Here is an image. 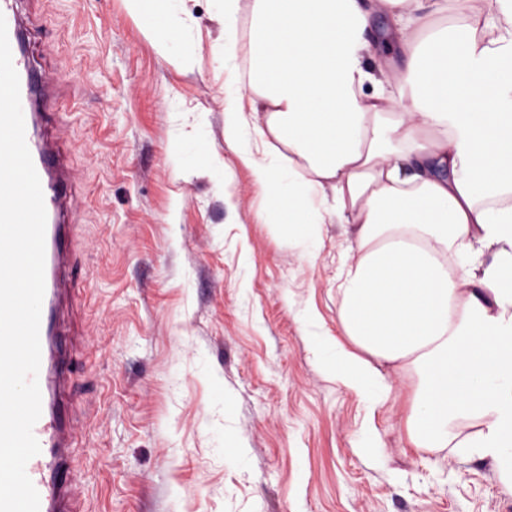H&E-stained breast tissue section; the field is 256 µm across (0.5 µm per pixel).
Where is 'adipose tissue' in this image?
<instances>
[{"label": "adipose tissue", "instance_id": "adipose-tissue-1", "mask_svg": "<svg viewBox=\"0 0 512 512\" xmlns=\"http://www.w3.org/2000/svg\"><path fill=\"white\" fill-rule=\"evenodd\" d=\"M412 2L210 0L224 27V139L251 171L260 222L301 260L316 263L327 225L354 227L342 336L313 306L288 301L321 370L364 409L354 447L385 466L375 424L392 394L383 368L411 370L412 446L447 447L450 426L473 423L461 447L490 459L511 492L512 0H463L465 19L450 27L413 15ZM125 3L161 57L192 66L199 20L190 0ZM379 8L392 12L407 58L393 91L364 63ZM477 25L486 39L474 36ZM167 109L173 172L201 171L227 187L207 121L185 137L181 99ZM192 365L217 394L216 455L248 468L222 378L204 350Z\"/></svg>", "mask_w": 512, "mask_h": 512}]
</instances>
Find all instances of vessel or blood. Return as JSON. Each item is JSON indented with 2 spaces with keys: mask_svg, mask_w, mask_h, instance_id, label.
<instances>
[{
  "mask_svg": "<svg viewBox=\"0 0 512 512\" xmlns=\"http://www.w3.org/2000/svg\"><path fill=\"white\" fill-rule=\"evenodd\" d=\"M0 14L6 20L13 65L19 75L25 140L41 182L46 210L45 293L39 329L41 363L38 374L42 412L33 428L41 451L29 460L26 472L39 494L40 512H71L72 459L66 409L72 369L71 358L63 348L66 338L58 313L63 301L71 296L70 267L78 227L69 221L72 197L65 190L69 172L59 149L50 140L43 113L49 102L38 95L22 40L24 19L17 9V0H0Z\"/></svg>",
  "mask_w": 512,
  "mask_h": 512,
  "instance_id": "vessel-or-blood-1",
  "label": "vessel or blood"
}]
</instances>
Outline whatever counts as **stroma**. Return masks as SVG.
<instances>
[{"label": "stroma", "instance_id": "1", "mask_svg": "<svg viewBox=\"0 0 512 512\" xmlns=\"http://www.w3.org/2000/svg\"><path fill=\"white\" fill-rule=\"evenodd\" d=\"M202 32L191 69L164 60L123 0H19L31 15L29 56L51 78L53 136L79 202L75 260L84 291L60 312L74 355L75 512H504L490 460L457 443L418 451L406 429L411 379L390 371L376 417L389 467L351 446L365 412L318 368L285 294L314 306L341 335L340 225L308 266L259 224L250 170L224 140L220 25L193 0ZM372 68L396 84L404 56L390 15ZM179 96L184 132L206 113L210 146L232 169L227 190L167 161L166 103ZM182 206L169 223L174 199ZM248 256L252 288L236 287ZM209 355L235 406L251 464L225 466L210 445L223 422L186 362ZM179 382H172L173 372Z\"/></svg>", "mask_w": 512, "mask_h": 512}]
</instances>
